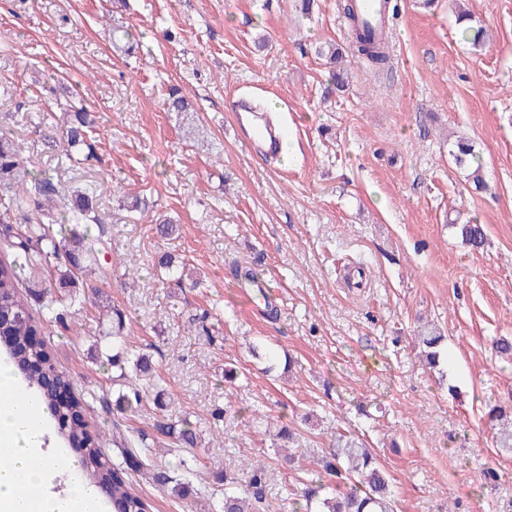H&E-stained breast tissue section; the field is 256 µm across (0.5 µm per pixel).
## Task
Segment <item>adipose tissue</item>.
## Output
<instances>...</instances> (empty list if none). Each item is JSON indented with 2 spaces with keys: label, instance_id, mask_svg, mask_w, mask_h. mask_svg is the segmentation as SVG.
<instances>
[{
  "label": "adipose tissue",
  "instance_id": "obj_1",
  "mask_svg": "<svg viewBox=\"0 0 512 512\" xmlns=\"http://www.w3.org/2000/svg\"><path fill=\"white\" fill-rule=\"evenodd\" d=\"M44 410L18 382L11 364L0 361V447L9 449L0 464V512H111L91 488L71 482L65 493L49 490L50 473L74 469L64 453L47 455Z\"/></svg>",
  "mask_w": 512,
  "mask_h": 512
}]
</instances>
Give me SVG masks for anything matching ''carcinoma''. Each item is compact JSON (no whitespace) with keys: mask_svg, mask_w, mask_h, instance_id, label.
<instances>
[{"mask_svg":"<svg viewBox=\"0 0 512 512\" xmlns=\"http://www.w3.org/2000/svg\"><path fill=\"white\" fill-rule=\"evenodd\" d=\"M350 24L349 52L379 73L388 66L385 47L365 35L355 24L351 0L341 5ZM466 21L460 29L463 40L473 48L483 46V28L474 24L468 13L457 15L456 21ZM137 41L126 27L112 28L111 43L115 49L129 52ZM329 63L338 66L331 72L336 89L345 86L346 77L343 50L329 45L318 50ZM169 112L187 115L192 105L173 87L164 100ZM63 137L69 149L78 150L82 160L95 159V152L88 130L93 124L89 110L70 105L64 109ZM22 144L0 128V237L7 247L15 250L10 261H0V338H4L5 354L23 373V384L51 412L57 423L59 437L68 444L79 464L83 482L93 489L106 490L105 498L112 503V512H151V504L134 487L133 474L147 470L160 487L169 488L179 497L197 498L204 493L202 486L194 484V468L186 460L179 465L187 473L184 478L175 475L170 464L151 451L147 437L139 432L124 430L120 421L112 420V443L118 450L121 462L116 463L105 455L99 437L92 435L84 421V403L72 398L67 404L55 402L58 389L70 386L69 377L60 371L46 345H34L31 339L41 335L44 325L54 323L68 326L72 315L85 308L84 276L100 269L99 253L95 244H86L83 238L68 239L66 226L97 223L96 188L87 186L72 189L61 186L60 181L48 171H35L22 158ZM454 164L465 173L472 190L482 192L486 180L478 161L474 144L459 139L449 150ZM25 224L27 231L20 237L12 235V225ZM455 228L470 250L479 252L486 244L484 225L457 224ZM53 269L51 279L58 282V290L50 288L37 293L42 318L37 320L27 298L18 293L21 277L27 271ZM161 278L180 286L184 267L177 265L175 256L168 250L156 262ZM124 314L112 309V340L98 348L96 361L116 376L112 381L128 379L133 372L135 380L112 393L113 406L122 414L142 405L146 392L153 390L157 404L162 403L161 378L146 354L129 353L123 339ZM419 343L426 348V359L431 367L440 363L442 336L432 328L419 332ZM491 421L501 423L496 436V446L504 454L512 453V422H507L509 410L499 406L490 410ZM157 428L171 441L168 452L178 454L195 448L200 440L198 421L188 415L177 416L160 422ZM310 486L301 494L302 502L294 512H396L394 491L388 474L366 445L356 437L338 433L332 448L313 457ZM251 477L249 488L240 495L232 488L234 480L224 474V499L217 505L218 512H261L263 490L266 482V464L261 460L249 463Z\"/></svg>","mask_w":512,"mask_h":512,"instance_id":"1","label":"carcinoma"}]
</instances>
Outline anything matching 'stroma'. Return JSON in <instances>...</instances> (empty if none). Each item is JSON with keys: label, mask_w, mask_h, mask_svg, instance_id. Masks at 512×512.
<instances>
[{"label": "stroma", "mask_w": 512, "mask_h": 512, "mask_svg": "<svg viewBox=\"0 0 512 512\" xmlns=\"http://www.w3.org/2000/svg\"><path fill=\"white\" fill-rule=\"evenodd\" d=\"M126 3L0 0V123L31 164L99 194L97 223L79 231L101 241L103 272L70 329L44 333L76 396H96L89 430L116 419L112 374L91 353L112 327L99 313L114 307L177 414L200 422L201 443L183 457L204 461L210 495L226 472L246 489L243 461L257 456L268 512H292L311 474L275 455L276 432L321 449L341 428L384 464L397 512H512V456L486 416L512 402V363L492 348L512 337V0H464L490 35L479 51L460 40L451 0H397L389 70L351 61L342 93L317 55L348 45L339 0L307 15L296 0ZM115 26L139 36L135 54L113 51ZM62 81L96 114L92 165L62 160ZM173 86L192 120L164 108ZM250 100L276 104L292 162L235 136L231 116ZM459 135L480 156L486 193L448 155ZM125 194L170 216L174 243L136 220ZM470 219L486 227L484 251L454 230ZM170 246L187 265L180 287L151 270ZM251 271L266 290L245 280ZM202 312L207 336L191 321ZM426 325L447 338L435 370L413 342ZM260 342L276 366L251 356Z\"/></svg>", "instance_id": "1"}]
</instances>
